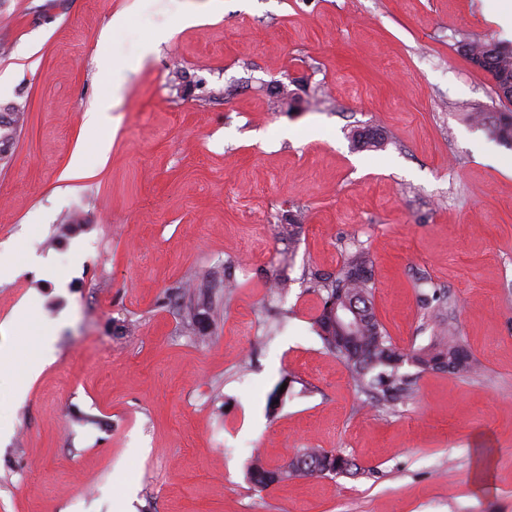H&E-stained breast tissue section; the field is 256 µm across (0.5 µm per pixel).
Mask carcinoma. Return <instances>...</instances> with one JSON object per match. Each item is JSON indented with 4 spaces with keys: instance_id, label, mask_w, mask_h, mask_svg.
<instances>
[{
    "instance_id": "1",
    "label": "carcinoma",
    "mask_w": 512,
    "mask_h": 512,
    "mask_svg": "<svg viewBox=\"0 0 512 512\" xmlns=\"http://www.w3.org/2000/svg\"><path fill=\"white\" fill-rule=\"evenodd\" d=\"M460 52L470 66L490 77L501 98L512 102L511 45L473 41L461 44ZM468 119L488 130L500 144L512 147V112H470ZM352 138L359 147L367 150H377L384 145V137L376 129L369 132L355 128ZM316 287L325 292L323 307L316 319L319 336L329 351L342 358L357 389L374 403L393 408L411 397L413 374L405 371L407 365L421 372L444 369L459 375L477 370L475 361L452 328L443 331L431 347L417 352H406L394 344L373 307V264L364 250L358 248L347 253L336 273L316 281ZM179 295L188 298L182 306L184 323L193 333L202 332L201 325L210 319L216 303L203 288L192 294L182 288ZM345 300L358 309L355 331L358 345L351 349L338 347L332 316L333 308ZM300 455L306 459L308 477L334 474L361 478L372 475L371 470L360 467L340 449L304 448ZM300 476L301 473L288 463L274 468L255 463L249 471L251 482L261 488Z\"/></svg>"
}]
</instances>
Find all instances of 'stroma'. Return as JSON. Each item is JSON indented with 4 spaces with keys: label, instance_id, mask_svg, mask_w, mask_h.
I'll return each instance as SVG.
<instances>
[{
    "label": "stroma",
    "instance_id": "1",
    "mask_svg": "<svg viewBox=\"0 0 512 512\" xmlns=\"http://www.w3.org/2000/svg\"><path fill=\"white\" fill-rule=\"evenodd\" d=\"M495 3L0 0V108L24 109L0 160V259L20 265L0 323L38 297L56 356L21 404L0 383V512H112L125 486L133 512H512V174L486 161L512 148L465 117L512 103L458 51L504 42ZM104 44L120 93L99 130ZM363 126L383 149L356 148ZM355 244L394 343L452 324L477 374L370 405L315 323L316 276ZM193 284L221 301L203 342L173 294ZM437 287L447 302L423 304ZM307 447L375 475L250 483Z\"/></svg>",
    "mask_w": 512,
    "mask_h": 512
}]
</instances>
